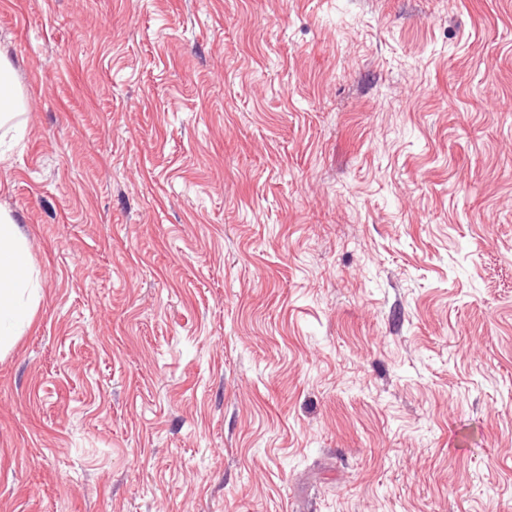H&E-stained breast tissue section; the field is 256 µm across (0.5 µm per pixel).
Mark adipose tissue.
<instances>
[{
    "instance_id": "ef3b65f1",
    "label": "adipose tissue",
    "mask_w": 512,
    "mask_h": 512,
    "mask_svg": "<svg viewBox=\"0 0 512 512\" xmlns=\"http://www.w3.org/2000/svg\"><path fill=\"white\" fill-rule=\"evenodd\" d=\"M22 91L11 62L0 54V129L18 123ZM39 302V284L29 269L25 238L0 212V352L8 351L29 324Z\"/></svg>"
}]
</instances>
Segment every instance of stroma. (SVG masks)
I'll list each match as a JSON object with an SVG mask.
<instances>
[{"instance_id":"35a3bbf8","label":"stroma","mask_w":512,"mask_h":512,"mask_svg":"<svg viewBox=\"0 0 512 512\" xmlns=\"http://www.w3.org/2000/svg\"><path fill=\"white\" fill-rule=\"evenodd\" d=\"M0 512H512V0H0ZM22 91L16 84L11 62L0 54V129L18 126ZM24 270V274H17ZM39 284L29 267L25 238L0 212V352H7L29 324L39 302Z\"/></svg>"}]
</instances>
